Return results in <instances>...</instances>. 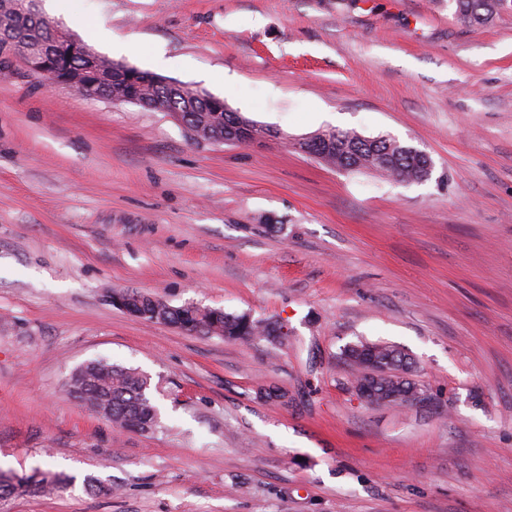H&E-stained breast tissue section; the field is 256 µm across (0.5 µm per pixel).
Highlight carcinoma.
<instances>
[{
	"label": "carcinoma",
	"instance_id": "1",
	"mask_svg": "<svg viewBox=\"0 0 512 512\" xmlns=\"http://www.w3.org/2000/svg\"><path fill=\"white\" fill-rule=\"evenodd\" d=\"M30 0H0V58L21 55L23 46L47 49L54 27L30 8ZM456 21L466 27L487 26L503 6V0H455ZM116 62L102 56L92 64L82 54L75 53L58 67L59 76L73 80L86 97L107 92L121 94L132 90L151 104L162 103L180 114L189 127L200 126L219 141L237 135L238 112H216L208 94L186 84L167 81L147 72L133 69L128 75L112 69ZM299 150L311 154L324 165L339 171H373L401 182H422L430 178L433 163L423 153L398 140L380 136L364 137L354 131L329 129L309 136L299 144ZM129 301L141 318L174 325L202 336L226 339H270L276 328L269 322L248 314L231 315L222 309L194 304L155 309L152 297L137 291H126ZM374 355L387 367L377 375V391L384 395L398 394L389 401L402 405L408 400L402 394H426L423 385L409 377L410 358L401 349L387 344L359 343L345 347L341 358L351 369L354 382L367 379L369 366L364 356ZM150 379L134 369L101 360L88 361L76 368L68 382V394L91 411L107 404L106 420L120 429L147 432L156 422V410L147 396ZM76 477L63 472L35 470L31 473L10 472L0 477V501L30 492L54 493L74 485Z\"/></svg>",
	"mask_w": 512,
	"mask_h": 512
}]
</instances>
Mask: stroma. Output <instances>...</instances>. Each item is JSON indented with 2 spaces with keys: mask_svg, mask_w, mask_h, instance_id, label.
Returning <instances> with one entry per match:
<instances>
[{
  "mask_svg": "<svg viewBox=\"0 0 512 512\" xmlns=\"http://www.w3.org/2000/svg\"><path fill=\"white\" fill-rule=\"evenodd\" d=\"M112 61L274 130L198 142L10 59L0 78V468L76 476L8 512H512V9L454 0H40ZM123 51H113V43ZM425 152L430 179L343 172L327 129ZM250 314L198 336L111 290ZM409 354L432 397L370 406L340 357ZM149 375L157 430L71 399L83 363ZM278 387L285 405L261 399ZM99 478L111 494L81 483ZM456 21L466 27L487 26L503 6V0H455Z\"/></svg>",
  "mask_w": 512,
  "mask_h": 512,
  "instance_id": "35a3bbf8",
  "label": "stroma"
}]
</instances>
